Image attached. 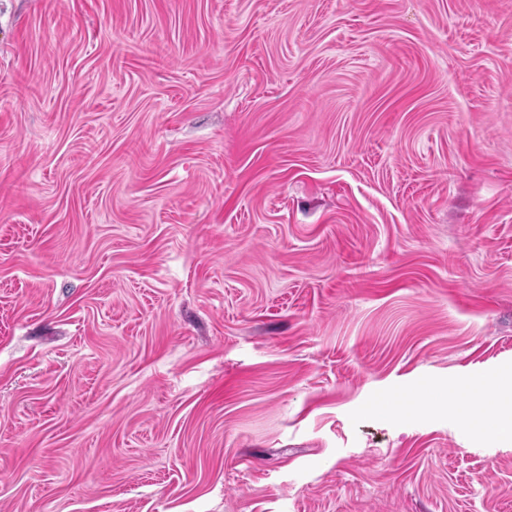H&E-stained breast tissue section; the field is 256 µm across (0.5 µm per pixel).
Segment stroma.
Wrapping results in <instances>:
<instances>
[{
    "label": "stroma",
    "mask_w": 512,
    "mask_h": 512,
    "mask_svg": "<svg viewBox=\"0 0 512 512\" xmlns=\"http://www.w3.org/2000/svg\"><path fill=\"white\" fill-rule=\"evenodd\" d=\"M497 372L512 0H0V512H512ZM478 395L488 405H492L497 414L485 421L479 417L477 407L480 400H473L469 407L459 409V414L472 422L479 430L489 433L505 444H512V378L496 375L484 379L478 387ZM476 396V397H477Z\"/></svg>",
    "instance_id": "obj_1"
}]
</instances>
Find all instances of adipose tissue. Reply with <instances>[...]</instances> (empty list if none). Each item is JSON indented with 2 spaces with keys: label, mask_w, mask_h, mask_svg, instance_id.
<instances>
[{
  "label": "adipose tissue",
  "mask_w": 512,
  "mask_h": 512,
  "mask_svg": "<svg viewBox=\"0 0 512 512\" xmlns=\"http://www.w3.org/2000/svg\"><path fill=\"white\" fill-rule=\"evenodd\" d=\"M478 395L492 405L495 414L490 418L479 417L475 407L460 408V415L479 430L489 433L506 444H512V377L496 375L484 379Z\"/></svg>",
  "instance_id": "adipose-tissue-1"
}]
</instances>
